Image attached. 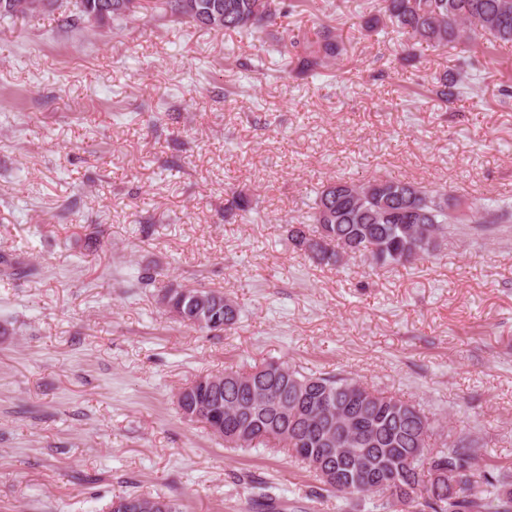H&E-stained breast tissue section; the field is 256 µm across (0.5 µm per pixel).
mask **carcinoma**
<instances>
[{
	"instance_id": "1",
	"label": "carcinoma",
	"mask_w": 512,
	"mask_h": 512,
	"mask_svg": "<svg viewBox=\"0 0 512 512\" xmlns=\"http://www.w3.org/2000/svg\"><path fill=\"white\" fill-rule=\"evenodd\" d=\"M54 0H0V19L36 13ZM83 19L104 21L135 12V0H77ZM171 11L216 30L252 33L284 56L283 72L295 65L306 75H320L343 60L347 49L327 25L310 37L279 18L297 11L288 3L271 12L268 0H169ZM368 32L388 29L407 37V54L417 44L433 48L462 45L460 73L432 79V94L443 104L459 98L462 74L475 77L486 67L491 49L512 46V0H375L364 16ZM248 196L232 192L225 215L249 211ZM506 205L475 202L462 216L451 206L448 190L415 182L374 177L364 183L338 178L322 186L307 215L290 225L294 246L319 265L341 263L339 247L378 266L402 265L431 256L437 241L461 224L488 232L509 221ZM161 302L179 310L180 321L209 331H224L238 318L235 302L209 288H168ZM208 403L219 410L224 443L230 448L265 444L285 448L318 478L336 473L325 490L344 495L373 494L385 504H412L417 512H512V485L477 469V456L465 437L439 450L429 440L436 421L416 406L349 377L306 376L284 362H268L249 372L229 369L196 380L181 392L182 414L214 427L198 413ZM457 472L452 492L435 475ZM250 503L261 512H280V497L262 482H252ZM127 512H177L174 503L141 494L117 498Z\"/></svg>"
}]
</instances>
